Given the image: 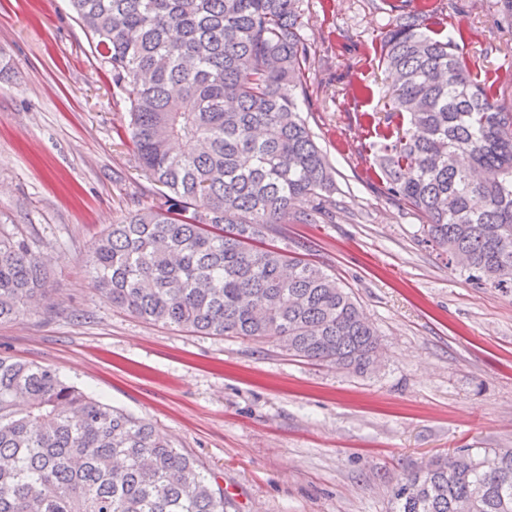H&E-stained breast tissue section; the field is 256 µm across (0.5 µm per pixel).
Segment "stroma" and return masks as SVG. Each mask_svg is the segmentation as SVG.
Returning <instances> with one entry per match:
<instances>
[{
  "label": "stroma",
  "instance_id": "1",
  "mask_svg": "<svg viewBox=\"0 0 512 512\" xmlns=\"http://www.w3.org/2000/svg\"><path fill=\"white\" fill-rule=\"evenodd\" d=\"M424 1L479 79L512 76V22L496 0L303 2L304 112L336 169V217L284 233L377 331V361L359 374L147 322L94 288L85 255L153 198L132 161L130 105L67 0H0V225L49 266L45 300L0 324V352L156 423L231 512H393V489L432 460L512 448V293L450 264L375 174L368 116L388 112L392 84L379 41ZM494 40L507 50L480 59Z\"/></svg>",
  "mask_w": 512,
  "mask_h": 512
}]
</instances>
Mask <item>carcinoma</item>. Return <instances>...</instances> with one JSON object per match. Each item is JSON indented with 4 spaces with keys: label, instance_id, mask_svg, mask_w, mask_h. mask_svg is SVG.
I'll return each instance as SVG.
<instances>
[{
    "label": "carcinoma",
    "instance_id": "cac0c4a2",
    "mask_svg": "<svg viewBox=\"0 0 512 512\" xmlns=\"http://www.w3.org/2000/svg\"><path fill=\"white\" fill-rule=\"evenodd\" d=\"M130 103L134 160L157 187L85 266L148 322L279 344L364 372L379 347L346 287L274 244L331 224L335 168L307 98L303 0H69ZM423 7L381 43L396 78L377 166L427 241L512 292V79L481 81ZM301 199L309 208L298 210ZM47 260L0 228V324L45 298ZM396 512H512V451L460 450L393 491ZM210 472L156 425L0 355V512H227Z\"/></svg>",
    "mask_w": 512,
    "mask_h": 512
}]
</instances>
